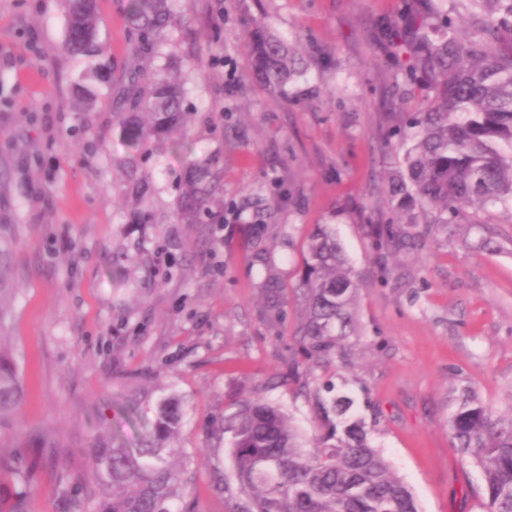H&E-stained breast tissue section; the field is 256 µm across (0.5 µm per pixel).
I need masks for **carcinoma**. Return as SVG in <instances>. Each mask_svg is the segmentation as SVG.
<instances>
[{"label": "carcinoma", "instance_id": "cac0c4a2", "mask_svg": "<svg viewBox=\"0 0 512 512\" xmlns=\"http://www.w3.org/2000/svg\"><path fill=\"white\" fill-rule=\"evenodd\" d=\"M66 48L73 55L103 57L97 41L96 0H68ZM485 14L481 29L463 35L455 18L409 7L384 27V50L401 65L411 91L428 89L422 109L399 114L385 145L399 154L389 175V205L398 214L417 206L425 227L417 235L403 225L367 224L383 273L398 252L416 247L455 224L465 208L477 212L512 201V0H468ZM129 39L137 53L153 47L171 22L170 0H127ZM251 69L268 88L283 89L303 76L308 62L262 20L247 30ZM184 92L177 79L141 83L132 73L113 96L114 112L132 148L152 137L180 130ZM148 114L149 124L140 120ZM208 209V190L188 186L182 202L187 218ZM302 282L307 311L297 332L309 368L345 363L344 342L356 329L360 280L333 228L317 225L310 237ZM262 287L269 311L280 312L282 290L275 278ZM298 392L313 401L320 434L307 440L281 408L261 396L239 399L224 416L229 468L213 482L227 512H420L410 488L372 443L371 428L359 414L346 380L335 386L299 372L291 364ZM23 388L14 359L0 348V438H18L15 426ZM182 427L176 398L160 399L150 429L129 444L102 425L90 439L91 469L71 475L95 500L106 490L130 486L133 494L112 496L107 512H168L184 471L168 458ZM448 434L461 463L481 469L487 512H512V414L497 415L471 387L454 398Z\"/></svg>", "mask_w": 512, "mask_h": 512}]
</instances>
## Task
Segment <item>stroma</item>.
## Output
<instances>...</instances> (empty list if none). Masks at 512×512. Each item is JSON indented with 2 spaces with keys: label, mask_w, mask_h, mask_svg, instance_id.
<instances>
[{
  "label": "stroma",
  "mask_w": 512,
  "mask_h": 512,
  "mask_svg": "<svg viewBox=\"0 0 512 512\" xmlns=\"http://www.w3.org/2000/svg\"><path fill=\"white\" fill-rule=\"evenodd\" d=\"M409 0H177L154 52L135 54L125 0H98L106 48L98 100L83 106V62L65 49L67 0H0V304L25 397L26 434L0 441L28 484L0 481V512H71L101 423L136 441L157 401L183 412L185 481L174 505L225 512L224 405L260 395L305 437L316 423L287 362L305 315L301 288L315 225L334 227L360 280L349 365L319 369L367 387L359 411L421 512H486L480 471L448 437L451 401L474 387L512 413V204L449 225L401 254L391 275L364 227L388 223L381 137L416 95L377 46ZM266 18L309 61L275 100L246 65L244 24ZM178 77L182 133L132 149L112 97L129 70ZM219 220L190 224L180 201L195 164ZM272 258L264 266L257 248ZM274 274L280 313L261 283ZM135 404L136 424L119 413ZM53 447H45V439Z\"/></svg>",
  "instance_id": "1"
}]
</instances>
